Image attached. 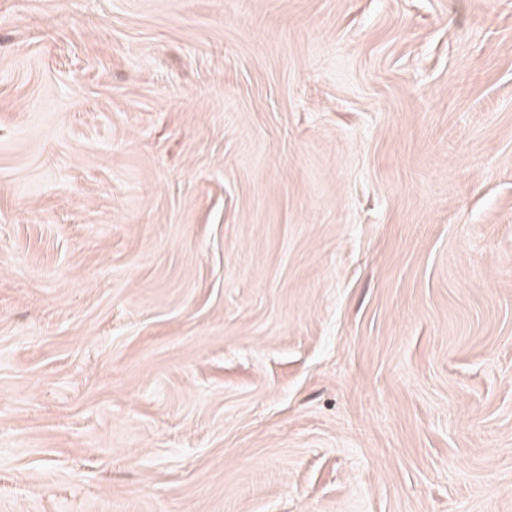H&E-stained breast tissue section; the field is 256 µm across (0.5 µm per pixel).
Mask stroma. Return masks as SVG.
I'll list each match as a JSON object with an SVG mask.
<instances>
[{
  "mask_svg": "<svg viewBox=\"0 0 512 512\" xmlns=\"http://www.w3.org/2000/svg\"><path fill=\"white\" fill-rule=\"evenodd\" d=\"M0 512H512V0H0Z\"/></svg>",
  "mask_w": 512,
  "mask_h": 512,
  "instance_id": "stroma-1",
  "label": "stroma"
}]
</instances>
